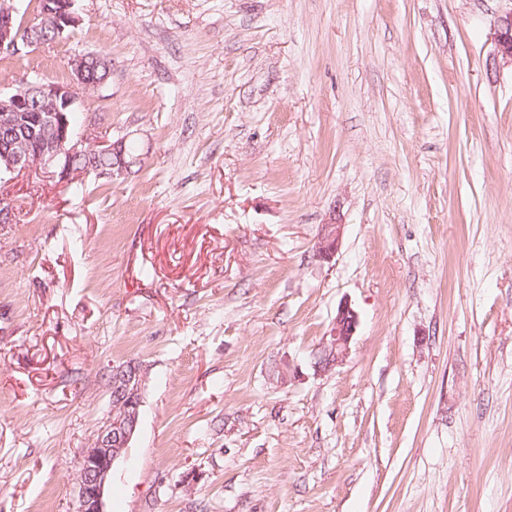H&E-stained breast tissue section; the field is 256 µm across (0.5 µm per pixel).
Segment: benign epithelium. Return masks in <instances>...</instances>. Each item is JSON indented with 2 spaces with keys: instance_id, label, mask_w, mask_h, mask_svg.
I'll list each match as a JSON object with an SVG mask.
<instances>
[{
  "instance_id": "1",
  "label": "benign epithelium",
  "mask_w": 512,
  "mask_h": 512,
  "mask_svg": "<svg viewBox=\"0 0 512 512\" xmlns=\"http://www.w3.org/2000/svg\"><path fill=\"white\" fill-rule=\"evenodd\" d=\"M74 3L75 0H42L37 18L61 35L80 23ZM492 40L493 58L504 65H512V10L497 19ZM46 44L48 41L43 39L19 41L13 12L0 13V55H20ZM101 69L112 74V60L100 53L88 52L71 60L69 76L64 82L31 80L23 76L15 81L11 91L0 92V174L40 166L59 182L67 184L77 176L74 162L92 154L110 158V165L96 169L100 177L112 179L130 171L126 139L92 146L70 129L67 113L78 110L81 103L77 91L94 90L105 84L104 79L92 78ZM343 231L344 224L334 213L320 225L315 242L318 260L330 262L335 258ZM358 324V313L352 304L339 303L325 341L313 354L315 374H325L343 362ZM112 390L119 411L108 413L94 445L85 449L79 458L76 512H104V495L112 481L114 465L122 451L129 447L139 425L140 370L133 365L115 368Z\"/></svg>"
}]
</instances>
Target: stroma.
I'll return each mask as SVG.
<instances>
[{"mask_svg": "<svg viewBox=\"0 0 512 512\" xmlns=\"http://www.w3.org/2000/svg\"><path fill=\"white\" fill-rule=\"evenodd\" d=\"M79 133L145 164L0 176V512H75L139 364L106 512H512V0H76ZM335 260L313 247L332 212ZM359 325L324 375L336 307ZM492 35L494 60L512 66V10L497 19ZM141 381L140 370L134 364L113 370L112 397L118 401L119 411L112 413L116 408L112 402V410L98 430L94 445L79 458L76 512H106L104 495L112 481V470L139 425Z\"/></svg>", "mask_w": 512, "mask_h": 512, "instance_id": "35a3bbf8", "label": "stroma"}]
</instances>
